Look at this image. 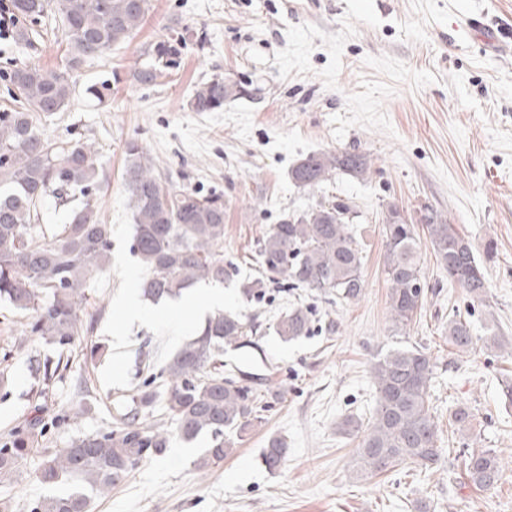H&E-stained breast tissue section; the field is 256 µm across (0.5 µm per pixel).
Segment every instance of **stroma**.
Masks as SVG:
<instances>
[{
	"mask_svg": "<svg viewBox=\"0 0 512 512\" xmlns=\"http://www.w3.org/2000/svg\"><path fill=\"white\" fill-rule=\"evenodd\" d=\"M483 11L512 29V0H150L137 33L73 72L69 106L42 130L52 140H81L99 150L106 183L96 194L97 210L112 227V247L80 315L91 325L89 340L103 343L105 352L90 364L73 354L52 390L36 398L29 358L50 349L30 338L29 315L0 303V370L8 376L0 388V439L35 403H42L47 423L12 477L0 482L10 512L73 490L71 481L52 488L35 481L44 455L112 428L119 400L144 379L143 363L171 357L196 331L169 320L128 323L117 304L128 273L147 274L130 252L122 173L131 141L172 186L223 196L224 307L257 327L255 345L225 350L224 364L271 401L224 461L199 469L206 438L172 439L163 456L94 497L91 512H512V405L501 395L502 379H512V357L485 342L489 324L512 336V37L492 54L455 25L459 16ZM34 30L29 46L0 38V104L4 75L14 66L52 68L65 60L58 16L46 14ZM170 38L178 42V68L139 83L135 72ZM215 77L237 82L244 96L217 112L192 111L194 88ZM102 81L111 82L112 94L100 102L86 89ZM352 148L368 156L369 178L340 173L314 191L288 178L308 153ZM334 196L358 213L361 297L345 302L308 289L295 297L272 286L262 301L243 299L239 283L255 276L257 242L270 225ZM389 202L413 219L429 206L469 238L476 255L494 246L485 300L451 284L429 238L420 236L424 307L406 334L395 335L383 262ZM296 300L316 322L308 336L286 343L272 323ZM456 313L469 318L477 339L463 355L446 335ZM118 328L126 338L120 351L112 345ZM399 345L424 349L434 363L430 394L445 453L427 472L400 466L359 476L360 438L340 423L370 418L371 363ZM78 402L84 416L68 420ZM460 405L471 412L462 429L450 420ZM273 435L288 443L275 471L260 460ZM485 448L503 464L491 489L474 487L464 475L467 456Z\"/></svg>",
	"mask_w": 512,
	"mask_h": 512,
	"instance_id": "35a3bbf8",
	"label": "stroma"
}]
</instances>
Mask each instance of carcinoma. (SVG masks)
<instances>
[{
    "mask_svg": "<svg viewBox=\"0 0 512 512\" xmlns=\"http://www.w3.org/2000/svg\"><path fill=\"white\" fill-rule=\"evenodd\" d=\"M62 19L65 64L58 69L22 64L5 74L10 104L0 107V302L32 315L30 335L56 347L57 359L30 361L40 395L61 377L63 356L89 331L79 310L88 284L106 267L112 227L98 217L92 192L105 174L94 146L80 140L56 142L41 133L40 123L63 111L73 95L72 73L137 32L149 0H11L15 38L32 43L34 29L48 6ZM178 50L157 45L154 62L139 69L143 84L156 80L160 68L176 65ZM245 94L240 85L216 77L199 84L190 99L194 112H217ZM124 183L131 209L132 250L148 276L140 285L147 300L174 299L198 282L224 283V199L163 184L150 155L138 144L126 146ZM368 157L356 150L311 152L288 175L300 188L313 190L339 174L363 177ZM69 209L64 224H42L48 200ZM357 212L338 198L287 215L273 224L256 254L258 276L240 285L252 300L265 295L267 283L285 289L334 292L344 301L363 292L362 252L352 226ZM422 227L437 264L448 280L472 298L486 296L483 262L471 242L434 210L423 209ZM382 234L384 272L394 331L403 334L425 301L417 257V225L394 204L386 205ZM309 312L293 306L281 314L274 332L290 342L309 334ZM253 326L232 311L217 310L195 337L133 389L120 425L86 435L46 456L35 479L53 486L77 478L82 486L64 495L33 500L28 512H91L83 487L101 494L121 483L139 464L163 455L172 437L191 441L210 436L198 459L205 469L235 451V439L268 411L269 401L233 375H224V350L255 343ZM448 343L465 354L473 348L466 317L448 322ZM375 407L367 423L346 417L341 428L361 435L359 470L379 475L401 464L431 468L441 460L437 424L430 400L434 364L418 347H394L371 365ZM168 420L149 421L157 403ZM14 428L0 442V480L8 479L33 448L34 432L45 427L41 412ZM287 453L286 442L272 437L261 460L273 471ZM465 471L476 487L497 483L503 468L491 449L471 453Z\"/></svg>",
    "mask_w": 512,
    "mask_h": 512,
    "instance_id": "carcinoma-1",
    "label": "carcinoma"
}]
</instances>
